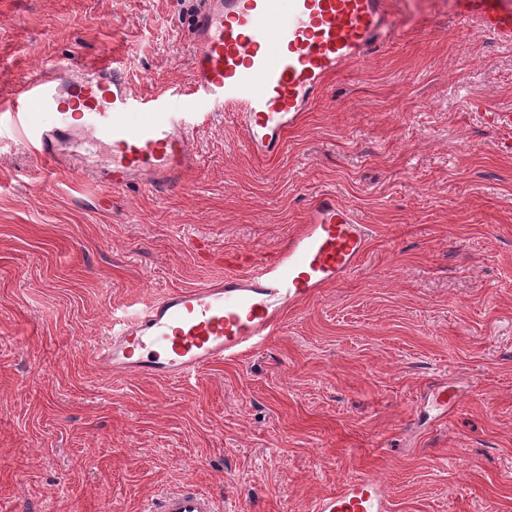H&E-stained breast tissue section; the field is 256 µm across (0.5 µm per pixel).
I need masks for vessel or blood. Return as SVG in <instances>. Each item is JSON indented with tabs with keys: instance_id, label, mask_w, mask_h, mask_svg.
<instances>
[{
	"instance_id": "b4317fda",
	"label": "vessel or blood",
	"mask_w": 512,
	"mask_h": 512,
	"mask_svg": "<svg viewBox=\"0 0 512 512\" xmlns=\"http://www.w3.org/2000/svg\"><path fill=\"white\" fill-rule=\"evenodd\" d=\"M389 4L203 0L194 16L190 60L195 99L213 111L236 108L250 148L276 155L331 75L390 42ZM453 8L458 18L477 19L485 30L512 40L507 0H453ZM66 104L83 108L95 143L109 149L102 164L85 168L92 179L114 188L136 184L161 192L196 163L189 134L200 123V113L139 100L118 66L75 71L53 65L20 80L7 108L15 126L32 133L53 168H84L83 155L68 147L73 127L62 110ZM55 109L61 113L60 127H43L42 113ZM369 242L368 225L358 223L334 194H321L307 223L273 257L113 318L95 358L114 373L174 380L238 359L274 335L289 309L348 278ZM147 512L235 509L219 508L213 494L188 484L152 500ZM313 512H392V501L381 476L365 471L319 498Z\"/></svg>"
}]
</instances>
